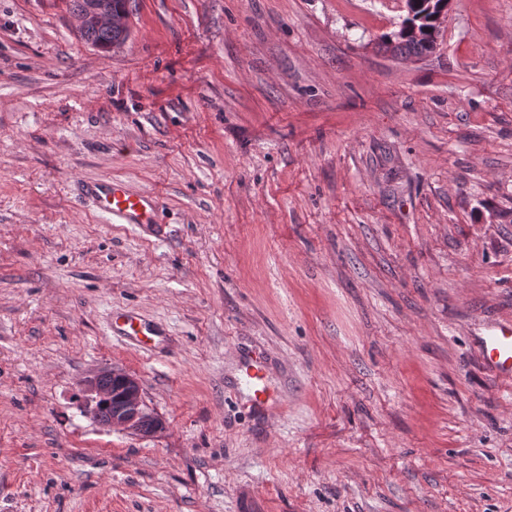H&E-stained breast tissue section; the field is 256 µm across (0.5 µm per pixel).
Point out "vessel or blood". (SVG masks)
<instances>
[{
    "label": "vessel or blood",
    "instance_id": "obj_1",
    "mask_svg": "<svg viewBox=\"0 0 512 512\" xmlns=\"http://www.w3.org/2000/svg\"><path fill=\"white\" fill-rule=\"evenodd\" d=\"M84 198L112 224H156L160 221L161 205L157 197L133 191L119 179L102 178L86 182ZM111 331L126 337L131 343L148 344L161 331L153 322L132 311L113 315ZM478 346L486 368L494 376L512 381V323L489 328L478 339Z\"/></svg>",
    "mask_w": 512,
    "mask_h": 512
}]
</instances>
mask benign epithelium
<instances>
[{
	"label": "benign epithelium",
	"instance_id": "obj_1",
	"mask_svg": "<svg viewBox=\"0 0 512 512\" xmlns=\"http://www.w3.org/2000/svg\"><path fill=\"white\" fill-rule=\"evenodd\" d=\"M77 21L81 32L89 27L110 28L114 24L125 27L128 24L126 13L114 16L106 0H87L77 13ZM84 386L93 394L90 412L101 425L144 436L162 429L161 419L147 410L136 378L118 370H104L85 381Z\"/></svg>",
	"mask_w": 512,
	"mask_h": 512
}]
</instances>
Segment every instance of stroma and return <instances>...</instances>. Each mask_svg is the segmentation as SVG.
I'll list each match as a JSON object with an SVG mask.
<instances>
[{"instance_id": "35a3bbf8", "label": "stroma", "mask_w": 512, "mask_h": 512, "mask_svg": "<svg viewBox=\"0 0 512 512\" xmlns=\"http://www.w3.org/2000/svg\"><path fill=\"white\" fill-rule=\"evenodd\" d=\"M129 10L103 50L0 0V512H512L475 343L512 322V0H453L412 60L404 0ZM105 177L162 224L77 201ZM107 369L159 432L86 412ZM388 44H390V41L388 40V36H386L384 38L383 45H387V49H389ZM395 44V42H392L390 47L392 48ZM432 49V42L427 37L421 39L402 37L401 41L393 47V52L401 56L423 57L429 55L432 52ZM110 329L114 334L125 336L128 341L138 346L147 345L155 340L154 337L164 336L156 324L133 311L116 312L112 316Z\"/></svg>"}]
</instances>
